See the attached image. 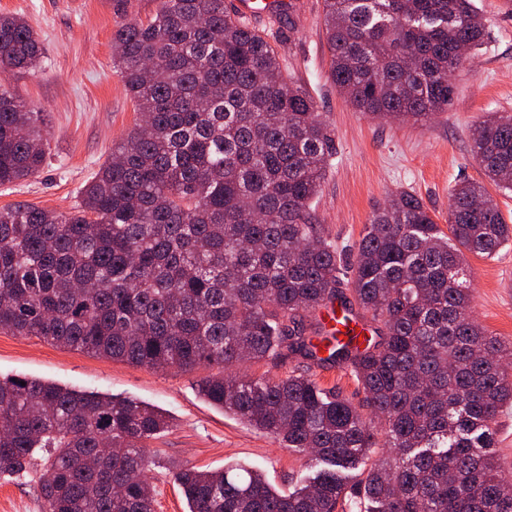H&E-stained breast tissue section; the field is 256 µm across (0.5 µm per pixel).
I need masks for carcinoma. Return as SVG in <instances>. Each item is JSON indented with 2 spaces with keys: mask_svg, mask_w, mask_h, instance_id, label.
<instances>
[{
  "mask_svg": "<svg viewBox=\"0 0 512 512\" xmlns=\"http://www.w3.org/2000/svg\"><path fill=\"white\" fill-rule=\"evenodd\" d=\"M330 79L377 119L428 121L483 44L474 0H323ZM113 65L138 123L66 213L0 209V332L150 368L216 367L199 392L305 458L292 491L256 468L174 473L188 512H512L495 455L512 407L506 343L469 313L467 255L512 244L481 181L455 185L443 231L401 190L344 260L310 211L334 140L268 38L224 0H161L121 24ZM42 57L22 17L0 15V185L38 175L35 107L1 84ZM484 176L512 191V114L472 132ZM340 302L345 330L305 323ZM300 358L348 370L364 406L309 375L251 376ZM168 427L130 398L0 380V472L44 453L43 512H155L149 442ZM355 483L349 471L376 449Z\"/></svg>",
  "mask_w": 512,
  "mask_h": 512,
  "instance_id": "obj_1",
  "label": "carcinoma"
}]
</instances>
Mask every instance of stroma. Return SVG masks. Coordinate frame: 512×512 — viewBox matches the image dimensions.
I'll return each instance as SVG.
<instances>
[{"label":"stroma","mask_w":512,"mask_h":512,"mask_svg":"<svg viewBox=\"0 0 512 512\" xmlns=\"http://www.w3.org/2000/svg\"><path fill=\"white\" fill-rule=\"evenodd\" d=\"M486 24L478 53L459 70L446 111L431 120L394 122L355 109L334 87L323 23V0H296L293 18L263 25L287 74L314 98L329 123L336 151L312 207L325 235L344 259L374 210L399 190L422 199L447 226L451 191L483 172L471 153V134L491 112L512 113V0H475ZM160 0H0V14L23 16L43 50L39 67L10 74L7 84L39 107L49 154L41 173L0 185V208L30 204L67 212L79 192L133 129L137 114L112 64V34L129 20H148ZM471 311L492 334L512 341V245L498 257H469ZM255 375L309 373L321 387L354 404L365 394L350 373L334 365L297 360L244 365ZM210 370L152 369L69 348L35 336L0 332V379L29 377L80 391L129 396L165 412L168 431L152 440L148 477L156 512H187L174 469L216 471L230 463L253 466L279 490L299 480V458L272 435L205 402L198 385ZM39 472L0 473V512H42Z\"/></svg>","instance_id":"35a3bbf8"}]
</instances>
